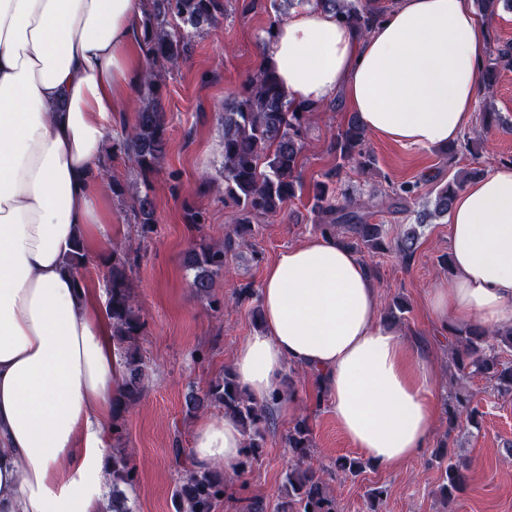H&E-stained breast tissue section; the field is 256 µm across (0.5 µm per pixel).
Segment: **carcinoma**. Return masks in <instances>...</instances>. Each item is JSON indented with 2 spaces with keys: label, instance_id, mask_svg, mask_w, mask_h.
I'll list each match as a JSON object with an SVG mask.
<instances>
[{
  "label": "carcinoma",
  "instance_id": "1",
  "mask_svg": "<svg viewBox=\"0 0 512 512\" xmlns=\"http://www.w3.org/2000/svg\"><path fill=\"white\" fill-rule=\"evenodd\" d=\"M288 4L310 3L324 11L338 14L363 33L380 22L383 9L377 0H286ZM477 9L492 19L499 10L512 11V0H476ZM224 18V0H150L144 22L146 68L143 83L147 93L136 112L133 126L124 130L123 146L138 173L145 177L152 172L166 145L165 113L161 111L157 90L163 70L187 59L191 37L217 25ZM512 68V43L506 42L491 50L478 73L485 92H490L502 69ZM317 108L301 107L288 101L281 90L275 71L264 65L249 79L241 95L224 103V198L239 211L235 227L224 235V245H202L187 257V267L194 271L192 288L195 294L208 298L216 277L226 269L225 258L236 252L253 234V219L275 216L296 198L302 189L299 158L313 112ZM365 131L352 118L337 131L332 140L336 153V170L327 180L316 184L311 211L323 234L336 236L356 251L372 254L395 252L404 261L411 259L419 243L418 228L433 217L448 214L455 195L465 182L480 175L467 172L446 182L436 183L428 196L434 197L433 209L416 214L415 223L407 225L396 239L388 237L383 224L369 222L370 202L335 196L331 184L340 177L345 164L354 162L364 172L375 165L374 158L364 150ZM418 183L404 182L392 190L385 204L401 211L419 197ZM135 222L142 232L153 230L155 207L149 193L136 197L133 206ZM135 251L112 258L106 281L108 299L106 312L112 321V338L122 358L119 398L115 403L113 433L120 429V416L142 396L147 379L139 347L144 322L131 294L128 271L137 261ZM410 308L401 299L393 301L385 319L400 323ZM452 390L445 401L448 432L461 422L479 425L480 413L473 404L466 383L474 376L487 379L501 394L512 393V362L503 353L512 351V327L486 328L479 324L448 326ZM292 398L286 383L259 401L237 382L234 370L212 381L203 396L192 395L189 406L198 409L208 403L224 409V416L240 426L245 444L242 457L232 466L242 474L260 456L267 429L272 426L273 409ZM285 443L294 458L286 474L283 491L275 512H337L336 500L326 491L328 472L309 462L313 448L312 431L307 419L299 418L288 431ZM441 471L438 493L445 509L453 507L466 485L468 463L456 457L449 442L433 453ZM176 464L182 472L173 493L175 512H216L224 500L226 473L219 469L196 470L185 449H175ZM111 492L108 512H133L126 491L136 481V471L129 455L121 448L112 449ZM362 469L356 459L337 462L334 477H355Z\"/></svg>",
  "mask_w": 512,
  "mask_h": 512
}]
</instances>
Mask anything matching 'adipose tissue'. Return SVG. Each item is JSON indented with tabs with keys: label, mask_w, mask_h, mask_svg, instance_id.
<instances>
[{
	"label": "adipose tissue",
	"mask_w": 512,
	"mask_h": 512,
	"mask_svg": "<svg viewBox=\"0 0 512 512\" xmlns=\"http://www.w3.org/2000/svg\"><path fill=\"white\" fill-rule=\"evenodd\" d=\"M148 0H0V512H104L112 404L121 377L100 287L66 263L112 233L98 172L119 97L137 93ZM488 19L473 0H397L365 34L307 7L267 48L288 100L335 94L370 133L445 147L473 122ZM455 278L435 320L512 324V165L469 181L447 215ZM263 324L234 373L264 399L288 368L327 389L336 420L374 465L426 447L436 415L427 349L379 320L366 262L332 235L307 237L264 270ZM229 418L195 422L197 469L229 467Z\"/></svg>",
	"instance_id": "1"
}]
</instances>
